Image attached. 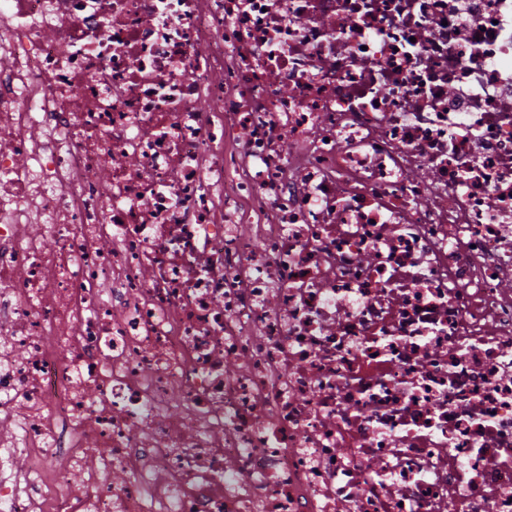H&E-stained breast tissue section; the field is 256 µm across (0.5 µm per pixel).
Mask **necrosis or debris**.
I'll use <instances>...</instances> for the list:
<instances>
[{
    "label": "necrosis or debris",
    "instance_id": "obj_1",
    "mask_svg": "<svg viewBox=\"0 0 512 512\" xmlns=\"http://www.w3.org/2000/svg\"><path fill=\"white\" fill-rule=\"evenodd\" d=\"M0 50V512H512V0H0Z\"/></svg>",
    "mask_w": 512,
    "mask_h": 512
}]
</instances>
